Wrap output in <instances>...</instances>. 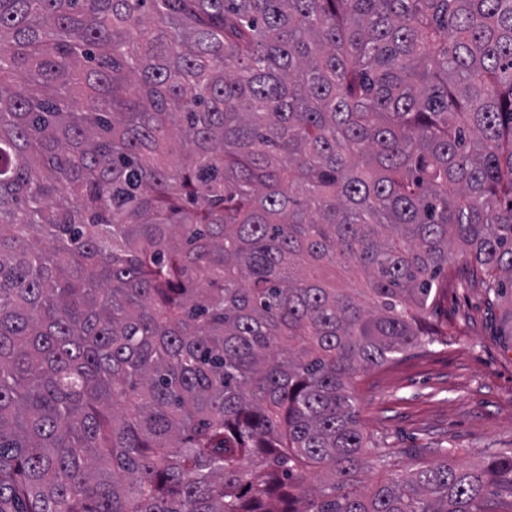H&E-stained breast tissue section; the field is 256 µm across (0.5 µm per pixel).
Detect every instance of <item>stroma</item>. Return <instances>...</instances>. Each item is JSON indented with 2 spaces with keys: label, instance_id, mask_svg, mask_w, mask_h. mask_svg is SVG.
I'll return each instance as SVG.
<instances>
[{
  "label": "stroma",
  "instance_id": "1",
  "mask_svg": "<svg viewBox=\"0 0 512 512\" xmlns=\"http://www.w3.org/2000/svg\"><path fill=\"white\" fill-rule=\"evenodd\" d=\"M428 326L446 343L356 379L363 431L417 468L450 449L470 467L484 449L511 451L512 300L487 295L458 260Z\"/></svg>",
  "mask_w": 512,
  "mask_h": 512
}]
</instances>
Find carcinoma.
Segmentation results:
<instances>
[{
  "mask_svg": "<svg viewBox=\"0 0 512 512\" xmlns=\"http://www.w3.org/2000/svg\"><path fill=\"white\" fill-rule=\"evenodd\" d=\"M459 254L512 289V0H0V512H512L352 391Z\"/></svg>",
  "mask_w": 512,
  "mask_h": 512,
  "instance_id": "1",
  "label": "carcinoma"
}]
</instances>
